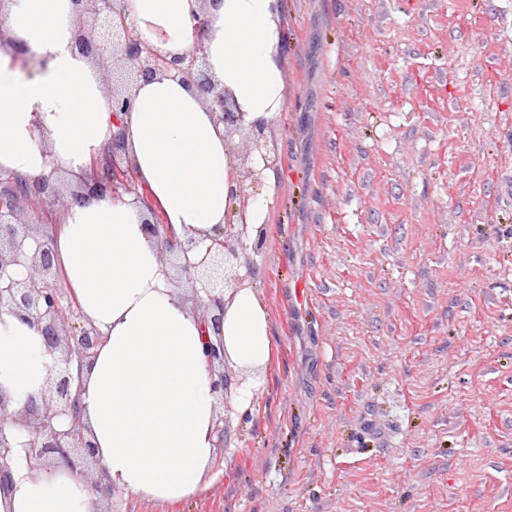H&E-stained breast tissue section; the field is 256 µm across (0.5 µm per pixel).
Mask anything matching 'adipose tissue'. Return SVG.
<instances>
[{
    "label": "adipose tissue",
    "mask_w": 512,
    "mask_h": 512,
    "mask_svg": "<svg viewBox=\"0 0 512 512\" xmlns=\"http://www.w3.org/2000/svg\"><path fill=\"white\" fill-rule=\"evenodd\" d=\"M122 2L127 23L160 55L181 56L203 42L210 75L246 122L267 126L281 117L279 0L207 6L201 39L197 0ZM78 15L74 0H0V43L17 44L37 62L23 74L11 53H0V170L31 179L63 169L73 181L87 180L91 157L116 126L125 127L145 204L76 205L53 229L60 279L102 336L74 388L107 483L136 500L184 502L214 479L218 394L208 341L222 337L242 379L234 409L243 416L252 411L258 375L271 364L273 339L254 288L227 293L221 331L213 333L175 288L143 219L160 214L178 238L200 239L223 231L227 216L240 212L250 246L273 191L249 200L236 195L239 174L224 128L190 81L157 73L134 88L130 112L115 115L101 70L75 48ZM54 362L37 324L0 314V389L11 408L40 392ZM0 512H100V502L80 472L63 464L30 470L16 447L0 478Z\"/></svg>",
    "instance_id": "obj_1"
}]
</instances>
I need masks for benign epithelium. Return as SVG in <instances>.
I'll return each instance as SVG.
<instances>
[{
  "instance_id": "benign-epithelium-1",
  "label": "benign epithelium",
  "mask_w": 512,
  "mask_h": 512,
  "mask_svg": "<svg viewBox=\"0 0 512 512\" xmlns=\"http://www.w3.org/2000/svg\"><path fill=\"white\" fill-rule=\"evenodd\" d=\"M75 2L79 15L91 22L90 28L80 30L75 47L112 76V82L104 87L112 100V111H130L133 87L160 70L192 81L201 97L218 112L224 124L225 141L230 143L236 136L241 140L242 150L232 153V157L242 197L248 199L258 194L261 175L252 166L253 154H259L266 167L275 161L265 127L245 123L244 113L217 90L206 69L202 40H197L191 53L168 59L157 55L147 41L129 30L117 0ZM124 158L125 134L119 130L112 134L99 162L106 175L96 176L92 183L82 184L81 190L69 195L42 177L24 181L23 190L59 211L87 200H110L131 194L135 188L122 179L126 170L120 166V160ZM144 225L147 235L159 245L162 261L191 284L188 300L210 316L214 333L220 334L227 292L246 287V277L241 274V258L247 250L246 225L230 219L224 232L206 241L189 238L183 242L172 239L165 225L153 217L145 220ZM191 253L201 257L193 261ZM57 278L54 249L43 226L29 221L24 209L1 200L0 312L35 321L48 352L55 355L56 365L41 392L28 396L17 411L9 410V399L0 390V473L7 471L14 447L5 429L16 427L24 433L19 446L25 451L29 469L45 470L47 459L56 462L61 458L76 469L91 462L97 466L98 474H104L94 446L80 426L78 398L73 395L75 380L94 357L101 336L71 309V301L64 289L57 286ZM208 358L213 374L217 375L214 389L220 392L223 407L231 412L230 398L240 380L225 369L223 345H210Z\"/></svg>"
}]
</instances>
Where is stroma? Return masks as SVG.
<instances>
[{
  "instance_id": "35a3bbf8",
  "label": "stroma",
  "mask_w": 512,
  "mask_h": 512,
  "mask_svg": "<svg viewBox=\"0 0 512 512\" xmlns=\"http://www.w3.org/2000/svg\"><path fill=\"white\" fill-rule=\"evenodd\" d=\"M273 363L216 479L104 512H512V0H280Z\"/></svg>"
}]
</instances>
